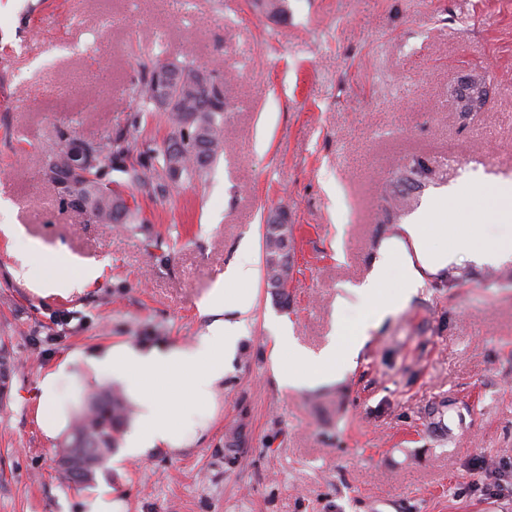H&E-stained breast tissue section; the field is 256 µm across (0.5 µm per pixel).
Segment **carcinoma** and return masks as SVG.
<instances>
[{
  "mask_svg": "<svg viewBox=\"0 0 512 512\" xmlns=\"http://www.w3.org/2000/svg\"><path fill=\"white\" fill-rule=\"evenodd\" d=\"M163 61L152 60L141 65L140 77L134 82L133 94L137 105L129 113V128L138 131L150 121L165 124L169 139L179 141V148L153 150L145 143L124 132L91 142L97 164L74 171L68 162V152L61 149L55 160L44 163V178L58 191L62 201H68L76 191L88 213L99 223L135 224L137 217L127 204L122 187L131 185L149 197L166 193L165 179L180 171L185 179H200L223 151L224 113L213 109L214 89L197 81L176 90L172 107L156 109L155 76ZM119 172L124 180L111 178ZM293 239L286 241L264 237L265 267L289 256ZM130 413V406L118 391H102L91 396L84 411L76 418L69 443L81 442L90 448L104 450L102 459L112 453L120 428Z\"/></svg>",
  "mask_w": 512,
  "mask_h": 512,
  "instance_id": "obj_1",
  "label": "carcinoma"
}]
</instances>
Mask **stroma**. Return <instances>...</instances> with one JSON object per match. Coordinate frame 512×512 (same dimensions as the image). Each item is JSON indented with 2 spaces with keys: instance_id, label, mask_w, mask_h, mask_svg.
<instances>
[{
  "instance_id": "obj_1",
  "label": "stroma",
  "mask_w": 512,
  "mask_h": 512,
  "mask_svg": "<svg viewBox=\"0 0 512 512\" xmlns=\"http://www.w3.org/2000/svg\"><path fill=\"white\" fill-rule=\"evenodd\" d=\"M160 56L223 72L224 151L200 180L135 196L161 247L62 204L42 176L60 131L126 130L140 65ZM474 78L481 111H459ZM428 163L416 188L406 170ZM512 180V0H0V512H512V260L426 275L371 333L342 379L300 392L271 368L268 326L319 351L359 308L336 298L373 272L382 242L429 203L505 235L491 185ZM295 228L287 304L256 286L248 336L194 447L56 472L41 378L76 350L186 345L198 301L262 244ZM46 280L101 265L82 294L42 297L13 268L27 241Z\"/></svg>"
}]
</instances>
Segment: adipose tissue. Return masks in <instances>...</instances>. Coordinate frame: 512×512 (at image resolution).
Returning <instances> with one entry per match:
<instances>
[{"mask_svg":"<svg viewBox=\"0 0 512 512\" xmlns=\"http://www.w3.org/2000/svg\"><path fill=\"white\" fill-rule=\"evenodd\" d=\"M434 215V210H427L420 221L404 225L402 237L383 242L371 277L347 289L345 296L337 300L342 309L360 305L365 310L364 318L354 324L339 322L333 339L322 350L312 352L300 347L290 322L271 323V360L280 386L312 387L342 376L371 331L410 302L423 282L424 272L444 269L461 256L479 265H497L512 259V236L487 238L472 224L457 230L448 250L433 249L428 222ZM37 249V244L32 243L27 253L19 254L20 265L14 275L40 286L41 296L67 297L81 292L101 274L100 267L87 265L77 276H65L44 286L40 268L27 258L28 252ZM394 268L401 274L403 287L396 297L389 298L384 286ZM259 277L253 244L242 242L236 261L198 304L199 314L208 317L209 322L194 344H121L90 355L72 352L39 382L36 418L43 433L53 438L65 428V412L53 409L58 388L61 382L82 373L124 386L137 404V413L124 435L123 458L142 460L161 451L175 453L195 445L211 426L217 388L249 333L248 315L254 307L253 287Z\"/></svg>","mask_w":512,"mask_h":512,"instance_id":"adipose-tissue-1","label":"adipose tissue"}]
</instances>
